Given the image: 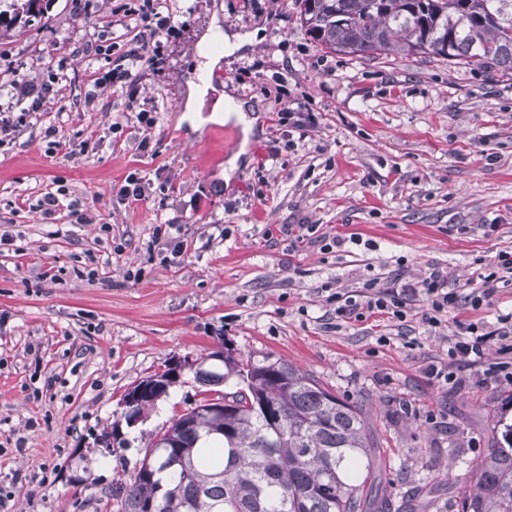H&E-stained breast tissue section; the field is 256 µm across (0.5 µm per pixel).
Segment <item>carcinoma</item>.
Returning a JSON list of instances; mask_svg holds the SVG:
<instances>
[{
    "label": "carcinoma",
    "instance_id": "carcinoma-1",
    "mask_svg": "<svg viewBox=\"0 0 512 512\" xmlns=\"http://www.w3.org/2000/svg\"><path fill=\"white\" fill-rule=\"evenodd\" d=\"M43 0H0V19L44 18ZM305 32L348 56H434L512 73V0H296ZM202 369L195 406L163 431L128 482L112 486L115 512H380L377 476L359 406L281 358ZM157 396L179 375L168 368ZM235 382L233 392L218 386ZM222 404L216 416L210 409ZM211 442L199 448L200 440ZM459 512H512V424L471 471Z\"/></svg>",
    "mask_w": 512,
    "mask_h": 512
}]
</instances>
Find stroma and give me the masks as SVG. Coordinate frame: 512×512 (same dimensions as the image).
Wrapping results in <instances>:
<instances>
[{
	"label": "stroma",
	"mask_w": 512,
	"mask_h": 512,
	"mask_svg": "<svg viewBox=\"0 0 512 512\" xmlns=\"http://www.w3.org/2000/svg\"><path fill=\"white\" fill-rule=\"evenodd\" d=\"M124 2L88 0L81 13L75 0H51L48 25H0V70L57 85L40 124L0 146V234L13 237L0 248V489L10 512H112L113 482L133 476L149 434L193 407L201 388L184 371L107 453L101 437L125 393L219 345L238 358L287 359L359 406L381 489L403 512H458V485L496 439L498 420L512 422V385L478 384L468 369L464 387L443 389L426 368L447 361L456 320L512 312V286L436 328L414 301L412 346L398 322L339 326L326 313L331 295L355 294L371 278L414 279L436 266L449 287L464 288L512 253V76L432 56L324 52L295 0H260L257 11L243 0H170L176 32L137 94L159 104L145 135L117 127L126 97L87 99L89 76L113 68L134 36L113 22ZM215 22L256 38L221 57L223 83L207 85L188 120L189 84L202 80L198 49H221L204 41ZM63 41L79 51L60 60L53 50ZM100 41L111 54L83 52ZM228 95L250 107L251 126L216 115ZM286 108L316 117L294 147L273 126ZM218 125L233 136L214 135ZM145 136L148 152L137 148ZM56 139L89 147L65 158L52 151ZM134 170L151 180L150 196L118 204L112 188ZM60 186L65 205L44 217L39 200ZM72 202L94 223H73ZM162 224L182 227L191 250L181 264H162L151 246ZM225 224L232 234L223 239ZM282 224L364 243L327 252L280 237ZM136 269L140 278H127ZM429 410L445 412L442 427L417 420Z\"/></svg>",
	"instance_id": "stroma-1"
}]
</instances>
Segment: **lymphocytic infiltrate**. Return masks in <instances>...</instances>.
<instances>
[{
  "label": "lymphocytic infiltrate",
  "instance_id": "lymphocytic-infiltrate-1",
  "mask_svg": "<svg viewBox=\"0 0 512 512\" xmlns=\"http://www.w3.org/2000/svg\"><path fill=\"white\" fill-rule=\"evenodd\" d=\"M126 19L136 30L135 42L125 57L130 60L147 59L151 68L157 69L163 63L159 38L170 29V19L159 10L156 0H144L143 4L128 8ZM138 75L116 65L109 81H95L96 89L123 86L129 102L136 108L124 115L126 122L140 127L153 128L156 123L158 105L155 101L138 102ZM52 90L51 84L37 76L12 74L0 81V100H7L8 109H0V145L12 142L17 131L30 119L41 112L43 102ZM512 282V254H501L495 270L479 273L474 288L458 292L450 288L448 279L439 268H430L419 280H403L393 277L386 286H378L376 280L364 283L357 295L336 294L333 310L338 321L363 322L373 317H382L399 322L406 321L416 297H424L427 307L421 315L423 323L435 327L447 318L451 310L468 305L480 308L487 303L500 285ZM499 345V361L484 363V348L488 343ZM449 364H456V371H449V364H433L428 374L434 384L440 387L462 386L463 380L457 371L463 367L481 368L485 378L496 382L512 384V313L497 318L496 326L478 323H460L459 332L448 348Z\"/></svg>",
  "mask_w": 512,
  "mask_h": 512
}]
</instances>
